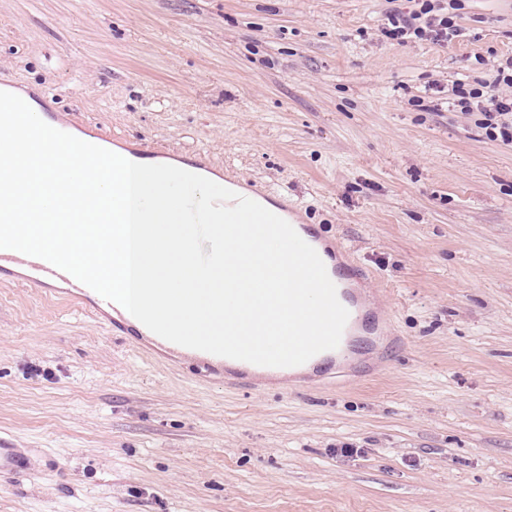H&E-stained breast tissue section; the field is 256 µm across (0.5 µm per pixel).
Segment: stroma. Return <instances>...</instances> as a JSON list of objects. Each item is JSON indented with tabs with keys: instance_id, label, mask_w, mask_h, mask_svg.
<instances>
[{
	"instance_id": "stroma-1",
	"label": "stroma",
	"mask_w": 512,
	"mask_h": 512,
	"mask_svg": "<svg viewBox=\"0 0 512 512\" xmlns=\"http://www.w3.org/2000/svg\"><path fill=\"white\" fill-rule=\"evenodd\" d=\"M411 0H0V77L88 136L211 171L343 243L392 338L247 392L0 279V512H512V145L414 106L512 55V0L391 44ZM29 460L12 438L0 435V473H17L28 469Z\"/></svg>"
}]
</instances>
